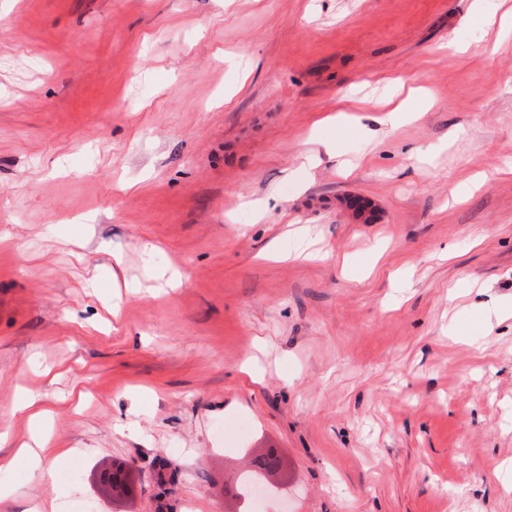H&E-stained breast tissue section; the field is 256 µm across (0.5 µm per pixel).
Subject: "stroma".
<instances>
[{
	"label": "stroma",
	"mask_w": 512,
	"mask_h": 512,
	"mask_svg": "<svg viewBox=\"0 0 512 512\" xmlns=\"http://www.w3.org/2000/svg\"><path fill=\"white\" fill-rule=\"evenodd\" d=\"M509 13L0 0V430L74 451L0 512H237L251 448L270 512H512Z\"/></svg>",
	"instance_id": "obj_1"
}]
</instances>
